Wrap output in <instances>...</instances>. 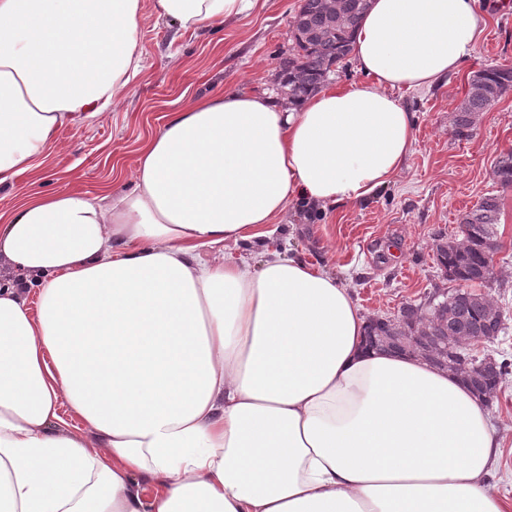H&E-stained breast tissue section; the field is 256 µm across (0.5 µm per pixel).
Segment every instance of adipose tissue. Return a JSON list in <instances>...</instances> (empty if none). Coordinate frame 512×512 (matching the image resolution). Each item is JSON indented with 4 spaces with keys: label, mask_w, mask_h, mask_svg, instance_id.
I'll use <instances>...</instances> for the list:
<instances>
[{
    "label": "adipose tissue",
    "mask_w": 512,
    "mask_h": 512,
    "mask_svg": "<svg viewBox=\"0 0 512 512\" xmlns=\"http://www.w3.org/2000/svg\"><path fill=\"white\" fill-rule=\"evenodd\" d=\"M257 3L153 12L188 32ZM142 18V0H0V186L122 99ZM486 25L478 0H370L352 49L367 82L297 107L191 101L130 189L0 213V512H504L484 398L366 347L326 267L237 251L290 203L387 186L415 142L396 89L457 72Z\"/></svg>",
    "instance_id": "obj_1"
}]
</instances>
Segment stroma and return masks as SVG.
Instances as JSON below:
<instances>
[{
	"mask_svg": "<svg viewBox=\"0 0 512 512\" xmlns=\"http://www.w3.org/2000/svg\"><path fill=\"white\" fill-rule=\"evenodd\" d=\"M298 5L259 0L251 14L193 33L146 15L138 33L144 68L120 105L61 130L57 149L39 169L0 188V212L36 191L94 197L108 186L122 189L148 140L192 99L242 89L287 99L277 73L291 54ZM488 9L483 40L457 73L429 88L397 91L417 121L412 153L393 183L367 201L322 213L292 203L271 243L288 240L291 256L335 270L367 316L393 317L403 304L423 305L438 290L453 289L436 246L461 240L462 215L485 195H498L495 270L482 291L501 308L505 329L472 353L512 361V188L500 187L494 175L499 157L512 151V89L478 114L470 136H456L453 127L472 76L512 67V0H488ZM488 409L501 450L487 483L512 503V378Z\"/></svg>",
	"mask_w": 512,
	"mask_h": 512,
	"instance_id": "35a3bbf8",
	"label": "stroma"
}]
</instances>
